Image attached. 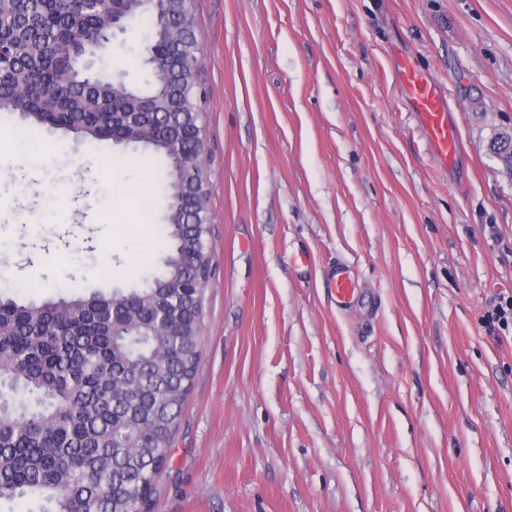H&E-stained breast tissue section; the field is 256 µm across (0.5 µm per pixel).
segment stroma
<instances>
[{"instance_id":"1","label":"stroma","mask_w":512,"mask_h":512,"mask_svg":"<svg viewBox=\"0 0 512 512\" xmlns=\"http://www.w3.org/2000/svg\"><path fill=\"white\" fill-rule=\"evenodd\" d=\"M193 15L212 274L153 512H512V331L482 323L512 294V175L487 150L512 131V0H194ZM147 31L117 34L95 70L151 81ZM403 59L448 101L450 166ZM31 141L43 183L22 189ZM0 147L13 295L126 292L161 270L151 147L97 152L18 112H0Z\"/></svg>"}]
</instances>
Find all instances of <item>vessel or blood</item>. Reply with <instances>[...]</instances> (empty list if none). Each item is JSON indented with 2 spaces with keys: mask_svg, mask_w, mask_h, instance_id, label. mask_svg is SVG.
Wrapping results in <instances>:
<instances>
[{
  "mask_svg": "<svg viewBox=\"0 0 512 512\" xmlns=\"http://www.w3.org/2000/svg\"><path fill=\"white\" fill-rule=\"evenodd\" d=\"M404 84L420 110L430 145L443 163H450L458 149L457 130L448 122L447 106L436 87L426 78L418 75L410 64L400 69Z\"/></svg>",
  "mask_w": 512,
  "mask_h": 512,
  "instance_id": "1",
  "label": "vessel or blood"
}]
</instances>
